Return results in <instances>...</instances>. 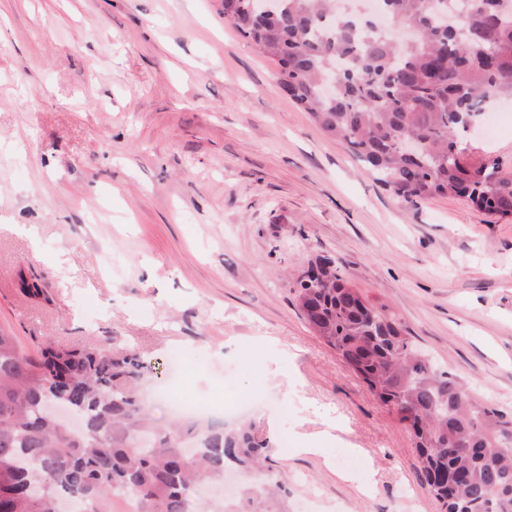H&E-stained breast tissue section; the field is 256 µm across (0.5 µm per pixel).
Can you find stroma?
I'll use <instances>...</instances> for the list:
<instances>
[{"label": "stroma", "instance_id": "obj_1", "mask_svg": "<svg viewBox=\"0 0 512 512\" xmlns=\"http://www.w3.org/2000/svg\"><path fill=\"white\" fill-rule=\"evenodd\" d=\"M275 74L223 0H0V329L31 353L133 350L155 384L183 349L176 395L215 410L263 370L294 406L250 414L293 442L272 462L288 512H440L406 424L307 327L292 282L334 261L512 416V217L399 201ZM498 109L460 139L512 169Z\"/></svg>", "mask_w": 512, "mask_h": 512}]
</instances>
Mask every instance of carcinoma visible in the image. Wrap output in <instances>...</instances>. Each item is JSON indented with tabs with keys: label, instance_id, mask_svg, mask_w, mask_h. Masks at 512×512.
I'll list each match as a JSON object with an SVG mask.
<instances>
[{
	"label": "carcinoma",
	"instance_id": "carcinoma-1",
	"mask_svg": "<svg viewBox=\"0 0 512 512\" xmlns=\"http://www.w3.org/2000/svg\"><path fill=\"white\" fill-rule=\"evenodd\" d=\"M224 0V21L277 67V82L373 179L411 205L465 196L512 216V173L472 164L458 134L492 101L512 98V0H379L391 22L420 33L402 47L378 23L336 18L334 0ZM415 136L416 157L401 150ZM296 295L310 328L411 430L429 492L442 512H512V419L478 402L419 352L399 318L369 305L331 261L309 266ZM151 367L124 348L48 343L36 354L0 329V512H103L117 491L138 512H195L192 496L229 467L260 471L220 512H288L265 468L270 439L251 423L152 417L140 389Z\"/></svg>",
	"mask_w": 512,
	"mask_h": 512
}]
</instances>
